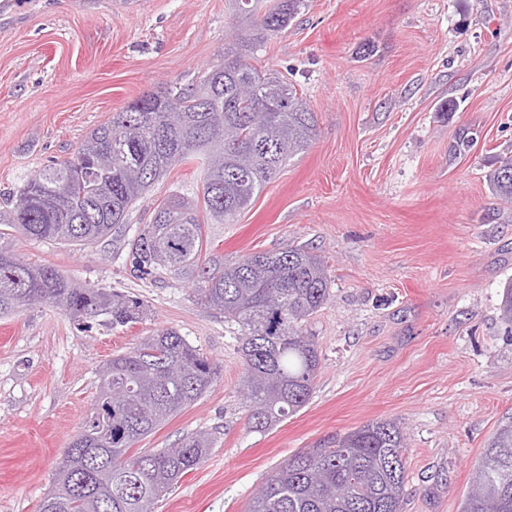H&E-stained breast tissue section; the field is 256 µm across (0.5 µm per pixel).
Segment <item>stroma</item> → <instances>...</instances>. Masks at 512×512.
Returning a JSON list of instances; mask_svg holds the SVG:
<instances>
[{"instance_id": "1", "label": "stroma", "mask_w": 512, "mask_h": 512, "mask_svg": "<svg viewBox=\"0 0 512 512\" xmlns=\"http://www.w3.org/2000/svg\"><path fill=\"white\" fill-rule=\"evenodd\" d=\"M249 32L225 0H0V196L143 93L191 84ZM253 64L287 76L317 135L236 223L204 230L228 260L305 245L325 261L330 296L306 326L321 358L309 401L250 431L238 327L191 281L136 277L120 243L79 248L2 224L0 249L141 298L149 313L116 329L46 304L0 315V512H38L92 412L100 367L159 328L220 372L139 443L213 438L156 512H247L285 459L376 420L406 436L403 512H458L474 463L512 421V335L498 310L512 204L486 182L512 156V0H305ZM200 191L194 164L175 166L131 229L157 199Z\"/></svg>"}]
</instances>
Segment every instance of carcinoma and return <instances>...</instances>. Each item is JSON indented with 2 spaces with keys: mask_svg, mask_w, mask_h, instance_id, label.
I'll return each mask as SVG.
<instances>
[{
  "mask_svg": "<svg viewBox=\"0 0 512 512\" xmlns=\"http://www.w3.org/2000/svg\"><path fill=\"white\" fill-rule=\"evenodd\" d=\"M255 24L240 37L255 50L283 31L304 0H276L259 14V0H228ZM317 115L274 72L261 71L225 48L224 56L191 85L169 83L135 99L94 128L72 155L31 174L12 196L0 223L66 245L126 239L130 213L170 169L195 163L201 199L176 194L127 239L137 277L168 272L192 281L198 300L238 326L250 403L248 428L264 432L308 402L320 354L303 325L329 297L321 257L304 246L255 253L231 262L201 261L203 211L213 224H233L293 156L316 135ZM493 193L512 203V157L488 175ZM36 303L78 322L100 316L112 327L140 322L148 305L106 288L80 286L49 265H33L0 250V314ZM500 319L512 328V283L504 288ZM219 366L173 329L157 330L100 371L122 388L120 399L99 392L94 411L64 453L54 488L39 512H153L211 448L196 432L173 448L135 451L134 445L200 399ZM407 447L396 423L371 421L289 457L250 502L248 512H403ZM459 512H512V422L500 426L472 470Z\"/></svg>",
  "mask_w": 512,
  "mask_h": 512,
  "instance_id": "1",
  "label": "carcinoma"
}]
</instances>
